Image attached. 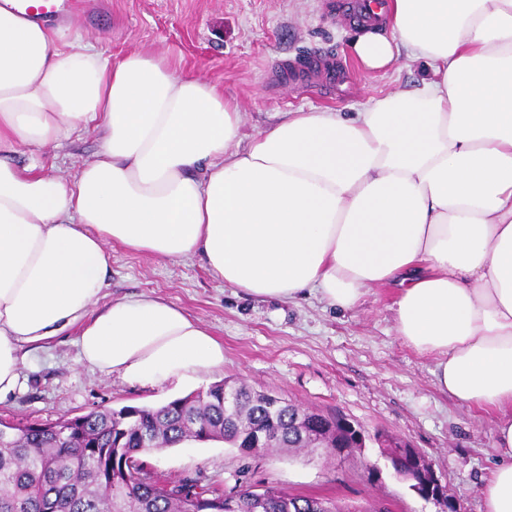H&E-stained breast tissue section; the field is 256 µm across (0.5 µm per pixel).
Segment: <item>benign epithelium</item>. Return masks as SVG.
I'll list each match as a JSON object with an SVG mask.
<instances>
[{
	"mask_svg": "<svg viewBox=\"0 0 512 512\" xmlns=\"http://www.w3.org/2000/svg\"><path fill=\"white\" fill-rule=\"evenodd\" d=\"M325 434L331 438L340 436L352 437L358 447L366 448V441L377 445V452L382 458L388 457L387 449L401 448L412 461V470L408 478L415 483L414 491L421 497L433 500L443 506L442 512H456L452 499L448 498L446 490L442 487L439 477L430 464L419 451L399 438L386 432H376L373 435H365L347 419L338 417L335 421L325 426Z\"/></svg>",
	"mask_w": 512,
	"mask_h": 512,
	"instance_id": "obj_1",
	"label": "benign epithelium"
}]
</instances>
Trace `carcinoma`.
I'll return each mask as SVG.
<instances>
[{"label":"carcinoma","mask_w":512,"mask_h":512,"mask_svg":"<svg viewBox=\"0 0 512 512\" xmlns=\"http://www.w3.org/2000/svg\"><path fill=\"white\" fill-rule=\"evenodd\" d=\"M236 407L224 408V384L194 399L138 408L91 411L51 425L0 421V512H356L271 484L258 494L237 483L222 491L197 479L167 481L141 460L184 441H223L243 448L254 433L272 435L264 455L334 453L311 436L325 415L311 410L300 432L299 405L269 410L244 383Z\"/></svg>","instance_id":"obj_1"}]
</instances>
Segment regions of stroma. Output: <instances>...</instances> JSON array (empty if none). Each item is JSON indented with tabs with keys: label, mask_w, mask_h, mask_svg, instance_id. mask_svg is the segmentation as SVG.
I'll list each match as a JSON object with an SVG mask.
<instances>
[{
	"label": "stroma",
	"mask_w": 512,
	"mask_h": 512,
	"mask_svg": "<svg viewBox=\"0 0 512 512\" xmlns=\"http://www.w3.org/2000/svg\"><path fill=\"white\" fill-rule=\"evenodd\" d=\"M93 15L75 13L74 33L90 35L107 56L146 51L182 72L224 89L241 112L240 143L265 132L288 112L333 108L350 116L370 98L413 88L421 63L398 60L371 73L355 60L354 27L331 16L326 0H95ZM331 57L336 85L306 84L280 72L286 60ZM101 141L76 132L39 154L67 176L93 159ZM108 299L161 296L202 320L224 343V365L196 382L131 384L84 365L74 336H61L31 354L26 385L0 403V420L47 424L93 410L158 406L220 381L244 382L326 415H340L367 434L390 433L417 448L432 466L457 512H484L481 487L494 467V415L441 393L434 362L395 333L394 291L378 288L356 308L313 295L258 300L224 284L201 257L162 261L122 247L110 250ZM172 480L207 487L278 484L291 493L345 504L370 503L386 512H440L391 469L370 482L365 455L290 459L255 457L221 442L188 443L145 457Z\"/></svg>",
	"instance_id": "obj_1"
}]
</instances>
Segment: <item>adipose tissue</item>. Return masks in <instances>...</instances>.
Returning <instances> with one entry per match:
<instances>
[{
  "instance_id": "1",
  "label": "adipose tissue",
  "mask_w": 512,
  "mask_h": 512,
  "mask_svg": "<svg viewBox=\"0 0 512 512\" xmlns=\"http://www.w3.org/2000/svg\"><path fill=\"white\" fill-rule=\"evenodd\" d=\"M363 68L418 86L346 118L290 112L247 147L216 85L0 9V403L27 355L76 333L81 361L160 385L222 367L199 319L142 294L102 303L109 245L201 257L256 298L352 309L399 286L395 332L435 384L495 413L485 512H512V0H388ZM101 149L63 177L15 164L68 132Z\"/></svg>"
}]
</instances>
